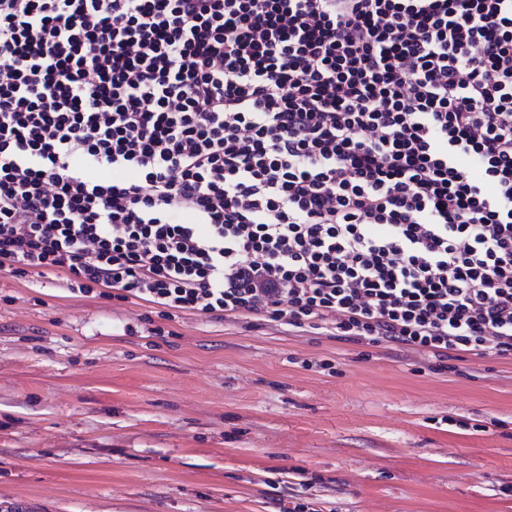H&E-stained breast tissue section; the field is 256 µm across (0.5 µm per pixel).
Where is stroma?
<instances>
[{"label": "stroma", "instance_id": "obj_1", "mask_svg": "<svg viewBox=\"0 0 512 512\" xmlns=\"http://www.w3.org/2000/svg\"><path fill=\"white\" fill-rule=\"evenodd\" d=\"M166 335H154L155 327ZM334 364L322 370V361ZM512 512V358L156 317L0 271V503Z\"/></svg>", "mask_w": 512, "mask_h": 512}]
</instances>
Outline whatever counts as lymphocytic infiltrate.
I'll use <instances>...</instances> for the list:
<instances>
[{"instance_id": "f902f5d3", "label": "lymphocytic infiltrate", "mask_w": 512, "mask_h": 512, "mask_svg": "<svg viewBox=\"0 0 512 512\" xmlns=\"http://www.w3.org/2000/svg\"><path fill=\"white\" fill-rule=\"evenodd\" d=\"M0 271L512 357V0H0Z\"/></svg>"}]
</instances>
